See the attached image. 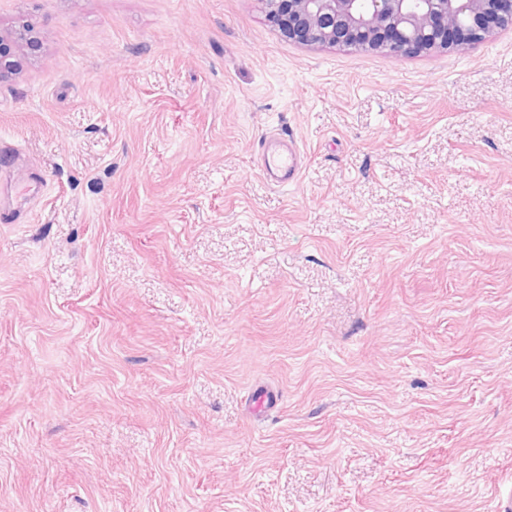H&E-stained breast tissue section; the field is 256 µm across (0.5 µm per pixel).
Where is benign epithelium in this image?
<instances>
[{
  "mask_svg": "<svg viewBox=\"0 0 512 512\" xmlns=\"http://www.w3.org/2000/svg\"><path fill=\"white\" fill-rule=\"evenodd\" d=\"M269 21L289 40L405 57L473 44L496 29L512 28V0H263ZM10 39L19 53L37 46L29 29L0 32V79L20 62L1 49Z\"/></svg>",
  "mask_w": 512,
  "mask_h": 512,
  "instance_id": "benign-epithelium-1",
  "label": "benign epithelium"
}]
</instances>
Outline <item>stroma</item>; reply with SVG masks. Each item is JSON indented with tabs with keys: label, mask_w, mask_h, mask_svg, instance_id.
Wrapping results in <instances>:
<instances>
[{
	"label": "stroma",
	"mask_w": 512,
	"mask_h": 512,
	"mask_svg": "<svg viewBox=\"0 0 512 512\" xmlns=\"http://www.w3.org/2000/svg\"><path fill=\"white\" fill-rule=\"evenodd\" d=\"M25 25L0 512H507L512 29L394 58L263 0H0ZM261 161V172L267 181L285 187L300 179L301 155L290 135L282 138L278 144L266 140L262 145Z\"/></svg>",
	"instance_id": "1"
}]
</instances>
